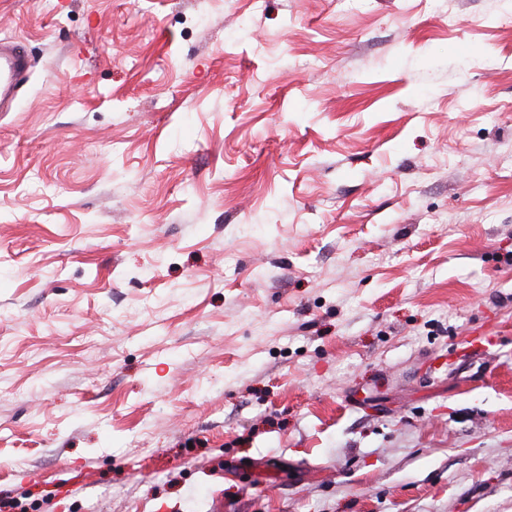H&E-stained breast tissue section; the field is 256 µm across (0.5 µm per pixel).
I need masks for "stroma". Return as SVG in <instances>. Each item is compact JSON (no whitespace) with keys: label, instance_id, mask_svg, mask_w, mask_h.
Instances as JSON below:
<instances>
[{"label":"stroma","instance_id":"obj_1","mask_svg":"<svg viewBox=\"0 0 512 512\" xmlns=\"http://www.w3.org/2000/svg\"><path fill=\"white\" fill-rule=\"evenodd\" d=\"M3 39L0 498L512 512V0H0ZM28 68V56L20 41L0 42V109L9 97L14 101L17 89ZM497 336L490 332H480L475 336H470L466 341V347L463 353L457 351L448 357V365L455 362L456 359L466 356L468 353H481L496 344Z\"/></svg>","mask_w":512,"mask_h":512}]
</instances>
